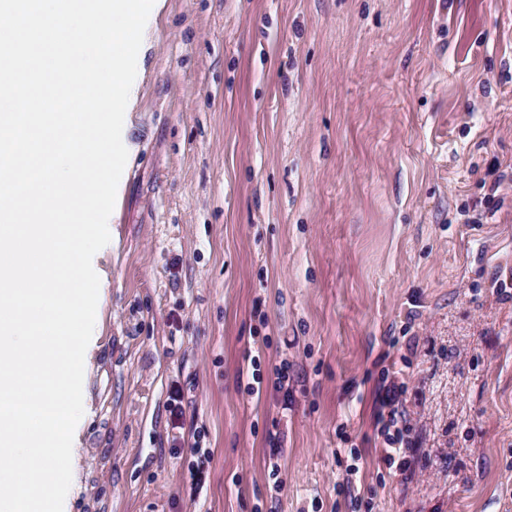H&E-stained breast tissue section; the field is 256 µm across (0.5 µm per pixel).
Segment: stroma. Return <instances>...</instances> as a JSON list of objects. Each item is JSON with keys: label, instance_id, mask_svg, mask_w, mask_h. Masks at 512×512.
<instances>
[{"label": "stroma", "instance_id": "35a3bbf8", "mask_svg": "<svg viewBox=\"0 0 512 512\" xmlns=\"http://www.w3.org/2000/svg\"><path fill=\"white\" fill-rule=\"evenodd\" d=\"M138 60L63 512H512V0H160ZM399 395H400V388L395 382H391L386 388L384 389L382 399H381V407L384 411L387 410V420L386 423H384V413H381V419L383 422V427L385 430L388 431V444L389 445H395L397 443H400L401 436H400V430L398 429L396 432V435L390 434V427H394V425L397 423V416H398V405H399Z\"/></svg>", "mask_w": 512, "mask_h": 512}]
</instances>
